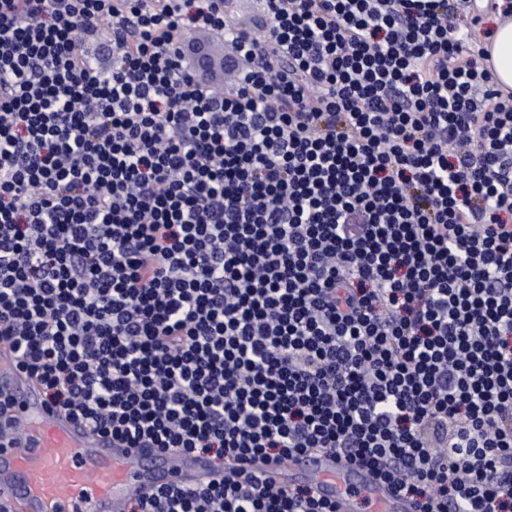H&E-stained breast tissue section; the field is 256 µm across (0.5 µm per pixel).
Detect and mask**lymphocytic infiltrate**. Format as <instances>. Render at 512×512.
<instances>
[{
  "mask_svg": "<svg viewBox=\"0 0 512 512\" xmlns=\"http://www.w3.org/2000/svg\"><path fill=\"white\" fill-rule=\"evenodd\" d=\"M512 0H0V344L131 448L125 512H512ZM486 48L490 55L487 64L494 72L498 87L509 91L512 89V18L497 20ZM246 468L292 486L298 482L313 485L320 496L336 504L337 512L355 511L356 496L350 489H360L376 507V512H412L414 507L395 495L391 488L379 483L362 468L348 466L329 452H311L294 458L288 467L266 465L258 460L247 463Z\"/></svg>",
  "mask_w": 512,
  "mask_h": 512,
  "instance_id": "f902f5d3",
  "label": "lymphocytic infiltrate"
}]
</instances>
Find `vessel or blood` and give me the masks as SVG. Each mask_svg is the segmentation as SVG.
Wrapping results in <instances>:
<instances>
[{
	"label": "vessel or blood",
	"mask_w": 512,
	"mask_h": 512,
	"mask_svg": "<svg viewBox=\"0 0 512 512\" xmlns=\"http://www.w3.org/2000/svg\"><path fill=\"white\" fill-rule=\"evenodd\" d=\"M0 392L13 400L0 418V498L9 512H123L125 503L174 482L203 484L213 477L211 462L183 451L126 448L97 435L54 410L39 384L17 365L10 349L0 348ZM250 470L283 484L313 485L335 503L337 512H354L362 491L376 512H413L362 468L329 452L294 458L288 468L253 460Z\"/></svg>",
	"instance_id": "1"
}]
</instances>
